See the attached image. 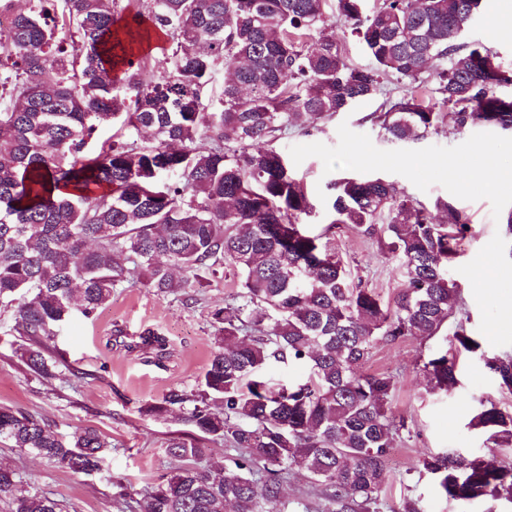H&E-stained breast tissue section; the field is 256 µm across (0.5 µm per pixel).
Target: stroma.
Segmentation results:
<instances>
[{"label":"stroma","instance_id":"stroma-1","mask_svg":"<svg viewBox=\"0 0 512 512\" xmlns=\"http://www.w3.org/2000/svg\"><path fill=\"white\" fill-rule=\"evenodd\" d=\"M507 22L512 23V0H483L480 15L462 39L488 46L512 68V40L500 38V27ZM401 93L396 77L385 76L373 99L338 113L310 134L292 130L277 141V149L307 186L311 213L304 223L313 232L328 225V185L343 177L382 179L430 209L440 201L452 202L471 222L449 269L460 288L466 327L487 355L512 352V233L506 225L512 213V181L496 180L485 171L481 156L482 150H494L498 169L512 171V134L487 126L458 131L447 121L424 138L391 140L373 115L383 101ZM330 244L352 280L375 289L384 300L402 288L399 261L375 240L340 224ZM489 256L499 274L482 290L475 287L474 277ZM238 284L228 268L198 293L177 290L158 296L138 283L114 289L110 304L96 316L73 318L62 328L56 344L68 368L52 379L28 371L11 332L12 315L0 313V407L43 419L65 437L91 427L112 443L101 470L91 475L1 443L0 464L52 493L62 512H138L136 503L152 483L183 465L167 455L168 440L190 430L179 414L150 418L140 408L161 400L170 389H195L213 349L212 313L227 304ZM147 331L164 339V357L139 345ZM450 341L447 335L380 340L362 367L363 373L383 371L394 378L390 413L404 424L394 437L378 512H401L408 500L417 502L422 512H512V503L503 500L448 499L420 466L425 455L444 452L512 463V445H495L487 433L469 425L481 400L512 410V391L500 389L480 360L462 358L457 385L445 393L429 391L422 365ZM113 475L125 480L126 506L112 501Z\"/></svg>","mask_w":512,"mask_h":512}]
</instances>
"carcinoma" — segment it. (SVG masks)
I'll use <instances>...</instances> for the list:
<instances>
[{
  "mask_svg": "<svg viewBox=\"0 0 512 512\" xmlns=\"http://www.w3.org/2000/svg\"><path fill=\"white\" fill-rule=\"evenodd\" d=\"M364 2L151 0L129 17L121 0H0L10 15L0 86L11 100L0 108V309L27 369L56 376L59 328L75 313L94 317L124 283L165 295L205 288L226 266L240 277L232 303L213 312L215 347L196 390L140 408L178 411L195 430L169 440L168 454L189 465L161 476L142 512H286L294 470L323 512H373L396 431L393 378L360 372L378 339L437 336L455 319L451 348L424 364L430 389L454 387L460 357L472 355L512 390V354L487 356L458 318L448 269L470 224L451 202L437 203L439 223L391 183L342 178L330 224L311 234L301 222L306 184L274 143L375 97L389 73L406 85L379 116L392 140L423 138L446 118L460 131L512 129V68L459 42L482 0H378L370 13ZM332 16L373 65L349 60ZM162 37L176 48L145 79L146 48ZM220 67L223 91L206 98ZM336 224L399 258L404 284L391 300L350 280L326 242ZM273 362L308 376L273 384ZM470 425L512 442V410L493 401ZM218 439L229 464L192 465ZM0 440L84 474L112 447L96 429L65 440L6 408ZM422 466L449 499L512 503V465L448 452ZM0 493L10 512H62L2 466Z\"/></svg>",
  "mask_w": 512,
  "mask_h": 512,
  "instance_id": "cac0c4a2",
  "label": "carcinoma"
}]
</instances>
